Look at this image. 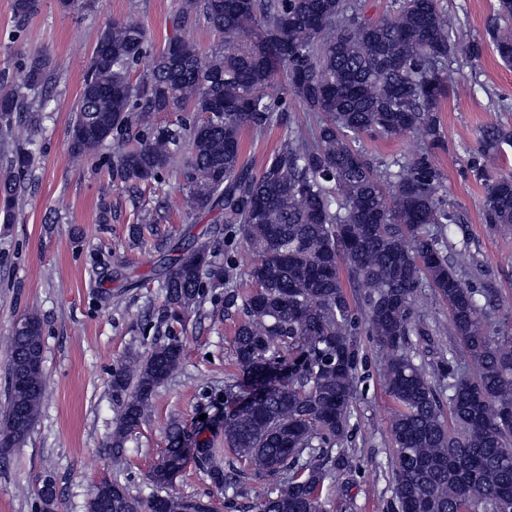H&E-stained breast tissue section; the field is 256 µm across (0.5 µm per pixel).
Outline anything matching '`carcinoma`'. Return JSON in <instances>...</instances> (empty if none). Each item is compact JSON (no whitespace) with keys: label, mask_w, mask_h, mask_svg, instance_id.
I'll return each mask as SVG.
<instances>
[{"label":"carcinoma","mask_w":512,"mask_h":512,"mask_svg":"<svg viewBox=\"0 0 512 512\" xmlns=\"http://www.w3.org/2000/svg\"><path fill=\"white\" fill-rule=\"evenodd\" d=\"M39 0H13L22 26ZM204 18L224 34L209 54L176 37L152 55L137 82L133 68L148 55L145 27L114 21L92 52L70 130L69 152L80 159L112 141V179L127 186L156 180L182 157L194 209L219 211L224 227L194 238L163 260L166 305L154 342L112 372L119 410L108 444L119 461L130 434L146 417L156 391L180 368L177 327L207 302L242 310L233 344L243 386L278 358L288 373L224 412V447L241 468L219 465L207 441L193 459L211 483L232 491L226 512H240L246 481L264 485L253 512H325V484L349 467L341 443L356 397L360 345L366 332L382 356L385 388L396 405L393 491L398 512H512V308L491 283L472 284L481 270L467 249L448 263L445 228L459 224L433 151L444 147L437 115L459 69L457 56L477 61L483 43L458 28L443 0H390L374 20L363 0H183L180 26ZM500 60L512 65V0H497L486 30ZM49 58L32 55L17 79L0 90V145L10 150L0 169V211L14 219L32 172V131L39 110L25 92L44 87ZM283 79L280 96L267 89ZM319 118L314 134L293 124L288 100ZM202 112L191 127L178 121L151 127L154 112ZM145 125L129 147L133 127ZM275 125L284 139L255 173L242 160V134L260 139ZM412 135L423 147L373 159L361 138ZM468 165L484 186L486 223L512 230V173L495 161L512 144V128L490 122ZM161 216L140 210L133 234L168 239ZM233 229L252 250L246 271L253 290L230 287L232 259H219V236ZM430 289L448 309V331L475 365L440 366L447 381L443 409L430 372L411 354L424 316L418 298ZM9 348L7 401L0 412V459L23 444L48 389L32 362L43 358L41 317L22 316ZM183 429L147 475L152 493L130 491L120 474L95 485L87 512H212L211 502L164 492L183 458Z\"/></svg>","instance_id":"cac0c4a2"}]
</instances>
